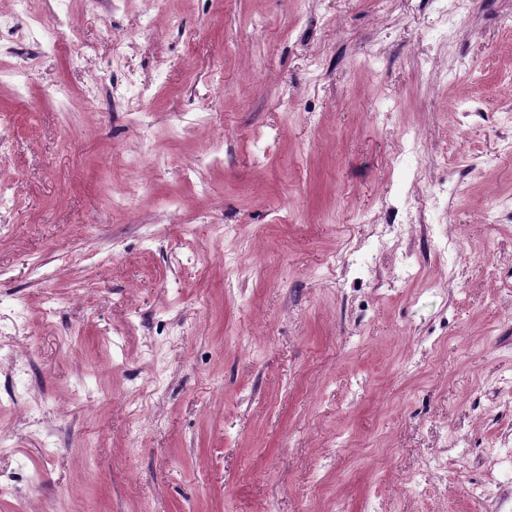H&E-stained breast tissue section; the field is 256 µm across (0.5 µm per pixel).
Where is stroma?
I'll use <instances>...</instances> for the list:
<instances>
[{
	"label": "stroma",
	"instance_id": "obj_1",
	"mask_svg": "<svg viewBox=\"0 0 512 512\" xmlns=\"http://www.w3.org/2000/svg\"><path fill=\"white\" fill-rule=\"evenodd\" d=\"M69 10L0 0V512H512V0Z\"/></svg>",
	"mask_w": 512,
	"mask_h": 512
}]
</instances>
